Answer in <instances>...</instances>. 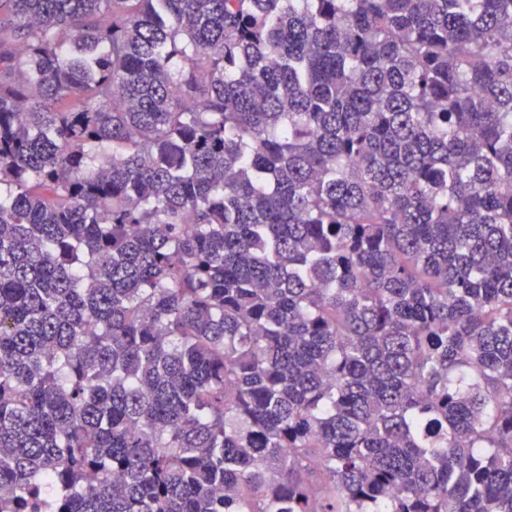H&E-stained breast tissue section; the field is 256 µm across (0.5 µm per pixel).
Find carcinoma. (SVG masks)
Segmentation results:
<instances>
[{
    "label": "carcinoma",
    "instance_id": "1",
    "mask_svg": "<svg viewBox=\"0 0 512 512\" xmlns=\"http://www.w3.org/2000/svg\"><path fill=\"white\" fill-rule=\"evenodd\" d=\"M0 512H512V0H0Z\"/></svg>",
    "mask_w": 512,
    "mask_h": 512
}]
</instances>
